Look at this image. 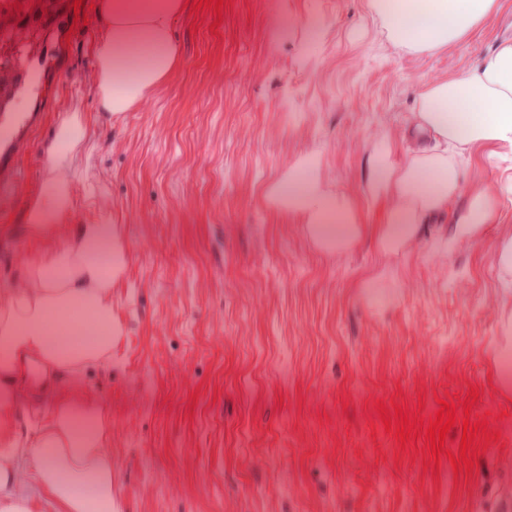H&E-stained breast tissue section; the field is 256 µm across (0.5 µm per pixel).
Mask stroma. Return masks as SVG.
<instances>
[{"label": "stroma", "instance_id": "stroma-1", "mask_svg": "<svg viewBox=\"0 0 512 512\" xmlns=\"http://www.w3.org/2000/svg\"><path fill=\"white\" fill-rule=\"evenodd\" d=\"M0 20L27 29L31 90L8 109L39 112L22 174L0 200V289L21 284L73 225H114L127 270L112 289L126 330L105 368L82 379L110 424L106 451L129 512H500L512 496V391L496 384V341L512 285L494 263L502 220L475 242L437 247L472 191L497 187L512 153L464 156L465 182L423 238L392 257L390 296L360 286L381 264L373 240L388 202L365 193L373 143L407 159L423 85L469 69L512 33V0L465 39L411 55L387 37L369 0H223L173 26L178 67L133 111L99 108L98 36L88 0ZM64 32L60 57L42 37ZM80 114L70 150L71 208L54 236L26 217L50 174L61 121ZM346 198L364 234L318 248L300 217L271 200L300 155ZM479 396L471 410L462 404ZM455 404L447 456L423 437L440 402ZM387 417H380V410ZM421 416L401 444L385 422ZM486 423L470 474H455L464 426Z\"/></svg>", "mask_w": 512, "mask_h": 512}]
</instances>
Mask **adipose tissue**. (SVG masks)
I'll return each mask as SVG.
<instances>
[{
  "label": "adipose tissue",
  "mask_w": 512,
  "mask_h": 512,
  "mask_svg": "<svg viewBox=\"0 0 512 512\" xmlns=\"http://www.w3.org/2000/svg\"><path fill=\"white\" fill-rule=\"evenodd\" d=\"M388 37L405 52L442 51L501 8V0H370ZM186 0H96L103 30L94 44L100 109L120 116L135 108L175 69L172 24ZM415 139L404 165L391 160L388 139L370 154L371 198L391 203L374 244L384 262L363 283L373 294L395 282L390 257L420 239L446 214L465 179L461 159L479 145L512 149V36L461 76L434 79L412 115ZM80 115L63 121L46 153L52 171L28 221L47 235L70 210L63 146L84 137ZM296 210L322 250L342 253L363 228L345 198L327 187L310 157L297 158L272 191ZM494 194L473 193L453 228L454 240L475 241L498 220ZM126 274L125 248L109 224H79L69 239L22 272V284L0 294V512H127L105 451L110 433L99 406L80 386L85 371L107 366L125 327L112 309V288ZM54 395L36 432L26 430L20 400Z\"/></svg>",
  "instance_id": "1"
}]
</instances>
